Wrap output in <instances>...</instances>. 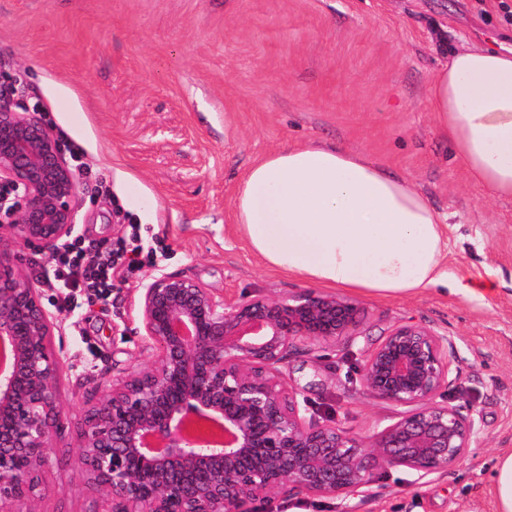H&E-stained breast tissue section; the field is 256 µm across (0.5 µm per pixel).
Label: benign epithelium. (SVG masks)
<instances>
[{
    "label": "benign epithelium",
    "mask_w": 512,
    "mask_h": 512,
    "mask_svg": "<svg viewBox=\"0 0 512 512\" xmlns=\"http://www.w3.org/2000/svg\"><path fill=\"white\" fill-rule=\"evenodd\" d=\"M18 194L0 216V512H42V473L53 432L68 413L54 322L14 262L15 248L52 256L74 236L76 173L41 118L0 101V188ZM140 363L83 409L75 463L103 497L102 512H252L285 494L342 498L378 469L424 479L459 462L481 432L435 398L454 381L452 339L412 320L368 348L362 394L403 408L375 436L359 437L310 413L283 367L289 352L354 335L352 301L313 289L281 297L224 299L200 282L157 273L144 285ZM198 417L224 440L191 437Z\"/></svg>",
    "instance_id": "7a95c632"
}]
</instances>
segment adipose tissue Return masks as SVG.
Instances as JSON below:
<instances>
[{"label": "adipose tissue", "instance_id": "1", "mask_svg": "<svg viewBox=\"0 0 512 512\" xmlns=\"http://www.w3.org/2000/svg\"><path fill=\"white\" fill-rule=\"evenodd\" d=\"M426 100L471 179L512 196V50L452 53ZM233 207L250 249L287 275L385 297L448 282L445 216L365 152L298 145L268 153L246 171Z\"/></svg>", "mask_w": 512, "mask_h": 512}]
</instances>
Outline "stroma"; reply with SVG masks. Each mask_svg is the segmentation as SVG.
I'll return each instance as SVG.
<instances>
[{"mask_svg":"<svg viewBox=\"0 0 512 512\" xmlns=\"http://www.w3.org/2000/svg\"><path fill=\"white\" fill-rule=\"evenodd\" d=\"M475 44L512 46V0H0V87L19 81L86 167L77 234L144 252L114 265L110 303L86 291L69 312L41 277L40 251L17 249L56 323L70 408L54 431L44 512L103 508L72 461L81 409L135 365L152 274L191 277L229 300L307 288L249 248L233 199L256 160L319 143L367 152L447 216L450 283L410 297L354 294L361 336L290 355V386L320 417L362 436L382 431L399 409L359 394V350L412 320L453 338L457 380L445 398L479 412L483 432L422 486L390 469L369 493L293 494L262 512H496L494 462L512 450V197L470 179L425 95L449 50ZM486 271L495 295L465 294L468 277Z\"/></svg>","mask_w":512,"mask_h":512,"instance_id":"35a3bbf8","label":"stroma"}]
</instances>
